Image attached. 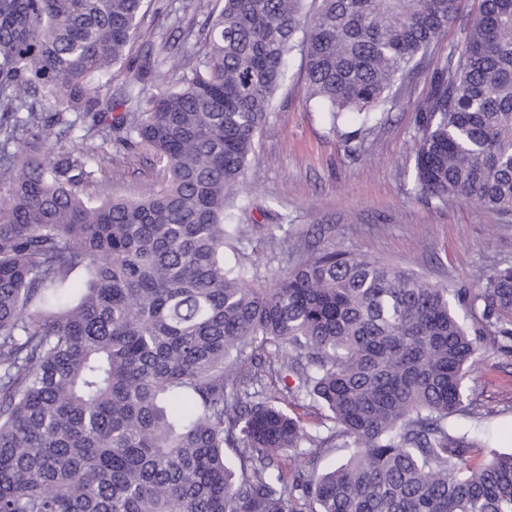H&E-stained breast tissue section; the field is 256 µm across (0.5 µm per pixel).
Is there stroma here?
Here are the masks:
<instances>
[{
	"instance_id": "1",
	"label": "stroma",
	"mask_w": 512,
	"mask_h": 512,
	"mask_svg": "<svg viewBox=\"0 0 512 512\" xmlns=\"http://www.w3.org/2000/svg\"><path fill=\"white\" fill-rule=\"evenodd\" d=\"M222 0H149L151 32L137 38L127 60L138 71L146 57L176 51L183 42L203 44L208 14ZM463 37L462 24L433 45L399 93L398 105L368 131L349 120L331 128L308 100L304 63L293 53L273 108L256 139L258 178L246 181L230 221L253 230L243 244L225 248L226 263L242 261L266 284L268 267L296 266L333 246L423 276L440 287H461L472 267L512 264V218L456 198L423 195L411 151L417 129L415 104L428 91ZM164 172L148 152L112 147V163L95 196L136 200L159 186ZM473 404L454 416L460 432L489 440L493 450L512 451V353L487 348L470 372Z\"/></svg>"
}]
</instances>
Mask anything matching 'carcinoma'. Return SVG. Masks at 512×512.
<instances>
[{"label":"carcinoma","mask_w":512,"mask_h":512,"mask_svg":"<svg viewBox=\"0 0 512 512\" xmlns=\"http://www.w3.org/2000/svg\"><path fill=\"white\" fill-rule=\"evenodd\" d=\"M461 5L224 0L179 84L189 50L133 74L150 93L117 113L102 81L144 0H0V512H512V453L450 421L486 345L512 352V265L461 290L334 247L261 288L224 264L296 43L331 125L366 126ZM464 31L416 103L417 184L511 216L512 0ZM114 142L152 152L161 186L88 194Z\"/></svg>","instance_id":"1"}]
</instances>
